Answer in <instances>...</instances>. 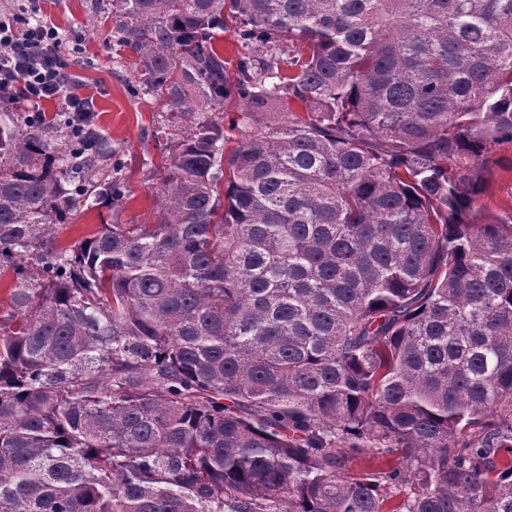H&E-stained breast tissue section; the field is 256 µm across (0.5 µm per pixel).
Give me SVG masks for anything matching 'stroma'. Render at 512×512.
I'll return each instance as SVG.
<instances>
[{"label": "stroma", "instance_id": "obj_1", "mask_svg": "<svg viewBox=\"0 0 512 512\" xmlns=\"http://www.w3.org/2000/svg\"><path fill=\"white\" fill-rule=\"evenodd\" d=\"M43 10L66 38L71 54L67 91L93 102L99 128L120 144L127 193L122 204H103L73 216L60 230L62 245L93 236L104 224H150L157 214L159 169L166 157L160 132V102L136 97V54L117 47L111 22L102 20L95 0H44ZM498 164L484 173L486 188L478 220L512 210V145L497 153Z\"/></svg>", "mask_w": 512, "mask_h": 512}]
</instances>
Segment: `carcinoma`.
<instances>
[{
  "label": "carcinoma",
  "mask_w": 512,
  "mask_h": 512,
  "mask_svg": "<svg viewBox=\"0 0 512 512\" xmlns=\"http://www.w3.org/2000/svg\"><path fill=\"white\" fill-rule=\"evenodd\" d=\"M103 12L162 102L159 210L59 246L125 198L120 149L0 100V512H512V213L473 216L512 0ZM226 15L266 48L234 81Z\"/></svg>",
  "instance_id": "carcinoma-1"
}]
</instances>
